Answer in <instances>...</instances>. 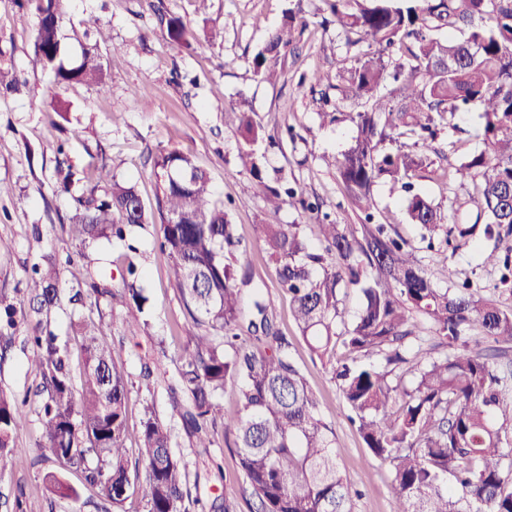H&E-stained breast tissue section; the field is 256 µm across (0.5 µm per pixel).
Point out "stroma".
I'll list each match as a JSON object with an SVG mask.
<instances>
[{"mask_svg":"<svg viewBox=\"0 0 512 512\" xmlns=\"http://www.w3.org/2000/svg\"><path fill=\"white\" fill-rule=\"evenodd\" d=\"M320 0H72L60 21L65 61L80 59L95 48L106 72L103 87L57 85L51 71L32 66L36 19L19 9L16 0H0V68L12 70L17 90L0 89V181L11 187L0 197V237L11 240L0 252V298L16 307L26 305V269L43 253L55 252L62 275L97 265L102 258L121 263L123 249L102 244L83 247L68 236L72 214L70 194L57 189L58 164L71 165L75 178H84L90 164L106 163L117 178L133 180L146 206L156 204L158 179L154 159L160 150H177L205 169L218 199L224 201L239 237L246 244L254 281L268 293L277 323L294 339L293 357L320 396L322 413L331 422L341 445V466L351 493L353 512H392L390 466L372 458L348 416L350 411L333 381L330 368L313 358L291 317L287 293L276 286V271L267 263L257 240L261 224H316L329 214L340 224H355L359 211L327 165L329 157L350 145V121L321 125V93L336 81V71L347 59V48L335 30H323L316 15ZM300 11L309 26L295 34L283 52L280 76L269 83L255 76L252 59L268 33L279 27L287 11ZM179 18L190 41H170L159 23L160 14ZM107 26L109 38L94 43L86 33L94 25ZM216 31L208 41L206 31ZM305 92H298V83ZM145 89L134 98V89ZM62 106L56 114L54 106ZM245 111L262 125L275 146L267 155L266 177L283 176L304 186L318 198L321 210L299 213L282 208L266 212L255 179L239 167L242 139L224 123L228 112ZM459 130L441 135L430 164L415 186L427 193L444 215L445 224L467 219L472 184L448 180L443 172L481 149L476 112L457 116ZM375 221L391 225L415 249L423 267L448 265L457 281L471 282L482 296L512 309V293L496 290L497 270L482 265L477 253L462 246L427 249L417 230L403 215L405 193L390 180L373 187ZM137 263L145 272L148 301L142 315L146 325L131 337L113 326L127 309L109 299H87L78 311L57 310L52 328L66 343L73 373H80V341L70 328L71 315L101 323L104 340L128 378L127 422L129 450H136L143 407L154 402L160 418L172 429L173 451L198 478L196 495L202 503L225 494L236 512H252L232 451L224 443L223 428L211 432L213 445L199 454L181 427L163 387H151L140 378L142 363L156 362L175 372L190 351L193 323L169 281V260L151 232H141ZM15 333L16 343L0 359V389L31 395L39 381L28 362L29 350ZM164 347H157V339ZM18 450L0 461V512H102L98 488L85 483L82 473L68 472L81 499L51 498L44 477L59 465L44 446L43 424L36 405L27 408V424Z\"/></svg>","mask_w":512,"mask_h":512,"instance_id":"35a3bbf8","label":"stroma"}]
</instances>
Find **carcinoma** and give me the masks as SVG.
I'll use <instances>...</instances> for the list:
<instances>
[{
  "label": "carcinoma",
  "instance_id": "obj_1",
  "mask_svg": "<svg viewBox=\"0 0 512 512\" xmlns=\"http://www.w3.org/2000/svg\"><path fill=\"white\" fill-rule=\"evenodd\" d=\"M348 48L352 64L337 73L336 99L322 95L321 124L350 120L356 129L349 148L332 160L337 175L363 222L355 227L323 216L319 224H261L259 238L274 264L277 287L288 292L294 321L311 354L331 366L333 379L366 448L390 464L393 512H512V413H506L502 378L489 355L468 349L462 332L475 327L497 343H512V311L478 295L464 282L441 288L453 278L444 265L428 271L409 243L383 224L373 223L371 187L382 177L413 188L425 166L424 151L445 130H455L462 109L479 112L484 148L476 150L448 177L476 183L470 197L472 221L449 227L423 192L407 197V222L432 247L478 248L477 239H494L480 253L482 265L512 281V0H322ZM36 17L35 63L55 72L60 84L102 86L100 58L84 51L76 65L61 55L58 20L68 0H19ZM291 12L272 31L252 59L256 76L275 75L269 62L292 43ZM167 37L186 41L176 17L160 15ZM466 33L441 41L431 32ZM400 85L392 105L380 95L387 81ZM353 102L358 112H343ZM243 143L242 166L258 181L263 201L276 214L284 206L319 211L302 187H272L262 172L268 149L261 125L247 112H226ZM161 184L156 210L143 204L136 184L118 181L106 165L95 166V180L73 197L69 217L72 240L87 247L106 239L129 253L134 229L153 228L170 259V281L196 327L192 350L176 372L144 364L147 385H163L195 447L212 445L208 431L224 427V442L236 455L254 501V512H351V492L340 462L336 432L322 417V403L292 356L293 339L278 327L270 298L253 285L250 264L224 202L214 197L209 175L185 154L157 156ZM312 231L319 247L311 245ZM120 270L92 269L75 278L68 302L87 294L119 297L131 308L121 319L123 332L140 329L146 297L141 271L131 256ZM60 269L42 254L27 270L29 306L4 307L0 349L21 314L30 336L29 362L41 376L35 395L43 438L57 462L79 471L99 488L113 512L142 486L147 512H196L186 464L172 452V431L153 404L144 407L138 459L144 471H131L126 426L128 380L112 348L100 341L91 320L73 323L85 355L74 378L67 348L49 330L63 302ZM355 288V317L340 309L342 291ZM438 341L451 353L441 357L410 352L407 342ZM346 354L337 357L336 347ZM376 354L377 363L358 356ZM410 365L413 379L396 376ZM238 384L236 408L228 413L220 395L224 384ZM27 399L0 390V459L17 451L16 436L26 424ZM47 490L79 501L78 490L60 473L46 475Z\"/></svg>",
  "mask_w": 512,
  "mask_h": 512
}]
</instances>
